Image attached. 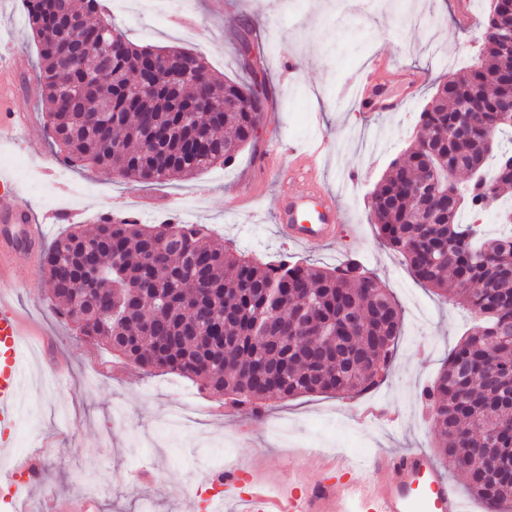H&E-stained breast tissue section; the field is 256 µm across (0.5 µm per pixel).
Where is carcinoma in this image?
<instances>
[{"instance_id":"1","label":"carcinoma","mask_w":512,"mask_h":512,"mask_svg":"<svg viewBox=\"0 0 512 512\" xmlns=\"http://www.w3.org/2000/svg\"><path fill=\"white\" fill-rule=\"evenodd\" d=\"M40 48L36 79L53 145L72 163L118 171L137 182L193 176L232 162L250 143L264 112L262 84L221 81L206 62L168 49L172 67L141 77L140 49L112 55L110 21L86 19L99 0H65L80 34L101 45L74 65L71 34L53 0H23ZM178 76L168 90L162 77ZM500 74L486 93L485 122L512 130L500 112L512 84V53L493 39L478 60L440 84L420 113L424 137L394 158L371 192V221L383 245L401 254L415 279L475 323L448 355L427 391L438 454L464 474L469 492L495 508L512 504V227L488 235L458 219L462 204L487 209L512 189V147L451 135L455 107L484 72ZM213 96L206 112H191ZM472 180L451 206L418 195L443 189L448 166ZM54 311L82 336L151 372L178 373L253 411L272 395L363 393L388 369L401 310L374 274L354 261L336 268L277 265L210 242L194 224H147L136 216L73 224L44 253ZM280 289L271 314L267 288ZM363 317L353 335L344 315Z\"/></svg>"}]
</instances>
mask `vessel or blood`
Listing matches in <instances>:
<instances>
[{"instance_id": "vessel-or-blood-1", "label": "vessel or blood", "mask_w": 512, "mask_h": 512, "mask_svg": "<svg viewBox=\"0 0 512 512\" xmlns=\"http://www.w3.org/2000/svg\"><path fill=\"white\" fill-rule=\"evenodd\" d=\"M313 158L303 156L287 167L282 182L308 183L306 191L283 198L275 213L281 232L291 242L322 248L336 237L344 213L315 187ZM14 183L0 175V222L14 224L28 242L41 238L34 215L19 205ZM11 251L0 252V439L13 432L18 411V394L24 381L22 340L25 324L10 299L13 286ZM333 471L340 478L321 479L313 487H291L274 491L251 483L246 495L235 488L240 465L215 471L213 484L225 487L221 496L204 500L206 512H466L456 486L433 457L422 449L380 453L366 462L335 460ZM33 475L31 458L17 459L7 478L0 480V512H16L17 503L30 495Z\"/></svg>"}]
</instances>
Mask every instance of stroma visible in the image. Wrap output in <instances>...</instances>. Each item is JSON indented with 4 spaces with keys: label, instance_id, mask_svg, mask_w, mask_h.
<instances>
[{
    "label": "stroma",
    "instance_id": "stroma-1",
    "mask_svg": "<svg viewBox=\"0 0 512 512\" xmlns=\"http://www.w3.org/2000/svg\"><path fill=\"white\" fill-rule=\"evenodd\" d=\"M101 0L103 13L134 44L175 47L203 56L221 79L265 81L269 97L256 137L227 166L216 165L188 179L134 182L95 168L69 166L67 175L48 172L63 153L49 146L38 95L16 92L17 111L34 126L0 145V173L20 189L21 201L42 212L38 182H99L107 193L85 199L78 221L93 224L106 202L148 204L161 221L183 218L186 197L196 200L194 223L214 242L236 248L247 227L260 245L253 256L277 262L291 256L318 266L359 260L385 282L402 309L396 358L386 380L369 394H307L290 400L268 398L259 416L232 406L226 396L172 373L144 374L134 364L89 344L74 322L58 317L47 298L40 265L17 272L12 301L35 333L23 350L25 381L11 446L0 455V470L15 456L36 457L40 482L34 502L95 501L96 512H188L181 483H200L230 461L245 464L243 483L309 486L339 456H371L404 448L434 450L437 429L424 393L442 371L449 351L469 324L466 311L448 304L411 275L403 258L378 242L368 207L369 194L393 158L421 133L419 114L448 74L469 67L481 51L479 30L460 28L457 13L470 6L483 16L489 0H434L438 22L416 23L405 0H368L364 15L342 0H178L171 13L156 15L127 0L124 8ZM251 40L247 56L236 51L241 36ZM383 59L382 84L395 112L369 124L351 126L355 73ZM0 60L31 79L38 45L20 0H0ZM328 139L318 179L345 214L332 245L307 249L289 244L278 229L279 183L264 168V150L274 143L308 147ZM203 412L202 431L174 440L154 431L185 401ZM398 412L395 423L360 424L353 404Z\"/></svg>",
    "mask_w": 512,
    "mask_h": 512
}]
</instances>
